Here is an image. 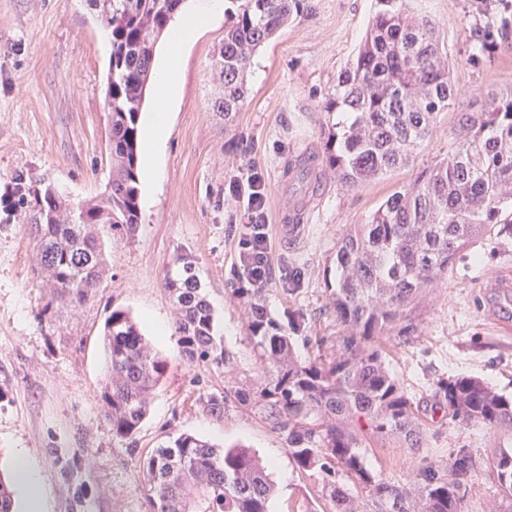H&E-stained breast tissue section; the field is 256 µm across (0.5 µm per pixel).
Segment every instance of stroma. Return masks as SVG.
Wrapping results in <instances>:
<instances>
[{
	"label": "stroma",
	"mask_w": 512,
	"mask_h": 512,
	"mask_svg": "<svg viewBox=\"0 0 512 512\" xmlns=\"http://www.w3.org/2000/svg\"><path fill=\"white\" fill-rule=\"evenodd\" d=\"M406 8L434 27L451 79L464 91L408 165L356 187L328 171L322 105L356 55L376 2L304 0L303 14L253 55L247 98L232 120L211 107L217 90L210 61L224 38L223 18L186 47L169 134L155 160L153 202L141 206L134 239L105 235L107 272L89 299L52 301L37 275L28 225L0 224V471L11 474L16 452H23L46 492L45 512H146L147 486L129 448L147 453L183 432L223 448H249L269 462L276 485L270 512H288L301 500L312 512H330L320 481L297 469L278 432L237 404L216 418L196 400L223 391L232 374L261 377L245 309L232 295L248 285L238 242L249 218L230 183L256 173L264 188L268 312L279 319L286 308L303 310L308 339L297 342L298 356L329 355L342 334L330 307L339 239L458 148L462 113L512 93V41L491 60L472 56L490 15L469 0H406ZM105 33L88 0H0V195L20 170L53 182L75 204L104 192ZM295 221L303 229L292 237L286 227ZM473 250L419 304L412 333L382 339L389 371L419 409L422 447L369 439L364 456L379 478L409 487L423 462L444 463L453 450L468 449L473 472L462 512H497L501 490L489 460L496 449L512 448V431L459 421L437 405L439 382L453 376L488 381L512 396V325L501 324L490 283L494 275L512 280V239L491 232ZM182 253L196 264L234 372L201 370L179 354L163 279ZM296 272L301 280L291 294L288 278ZM115 308L136 319L167 362L131 442L113 436L99 403L107 370L103 328Z\"/></svg>",
	"instance_id": "1"
}]
</instances>
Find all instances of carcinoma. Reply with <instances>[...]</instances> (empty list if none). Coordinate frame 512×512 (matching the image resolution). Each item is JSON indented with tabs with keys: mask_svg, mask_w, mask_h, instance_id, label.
Listing matches in <instances>:
<instances>
[{
	"mask_svg": "<svg viewBox=\"0 0 512 512\" xmlns=\"http://www.w3.org/2000/svg\"><path fill=\"white\" fill-rule=\"evenodd\" d=\"M184 0H89L112 39L106 108L112 175L100 198L73 204L61 191H39L21 170L0 196L3 223L21 220L35 241L37 265L51 295L85 300L106 272L99 227L132 239L139 228L140 111L151 89L156 47ZM224 43L210 69L221 93L213 110L228 117L247 95L251 55L303 11L302 0H228ZM499 16L482 32L475 57H489L498 38L512 34V0H480ZM378 11L352 62L339 75L323 110L346 115L331 125L327 164L354 187L406 165L438 114L463 94L452 82L434 28L407 14L404 0H377ZM463 140L411 185L391 194L363 224L340 240V276L331 308L342 328L340 352L301 360L296 341L306 315L273 318L262 289L236 288L245 308L255 364L264 380L237 377L224 391L197 400L224 416L228 402L258 414L281 434L302 472L321 476L322 497L333 512H361L337 480L346 476L367 490L377 512H461V489L472 456L459 448L446 464L424 463L412 487L386 482L368 470L365 437L422 447L417 409L385 365L379 338L413 327L420 300L448 275L457 257L499 228L512 236V94L493 96L477 117L460 119ZM179 272L165 276L176 305L174 334L182 357L199 369L228 365L214 334L215 318L201 292L193 260L178 257ZM108 375L99 401L112 435L132 439L153 399L166 361L125 310L104 325ZM443 407L465 422L512 429V398L467 376L439 386ZM148 486V512H270L274 484L267 467L246 448H218L181 433L139 457ZM502 492L500 512H512V448L492 458ZM0 512H15L11 479L0 477Z\"/></svg>",
	"mask_w": 512,
	"mask_h": 512,
	"instance_id": "obj_1",
	"label": "carcinoma"
}]
</instances>
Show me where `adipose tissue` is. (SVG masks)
Returning <instances> with one entry per match:
<instances>
[{
	"label": "adipose tissue",
	"instance_id": "1",
	"mask_svg": "<svg viewBox=\"0 0 512 512\" xmlns=\"http://www.w3.org/2000/svg\"><path fill=\"white\" fill-rule=\"evenodd\" d=\"M225 0H196L193 10L178 17L166 45V61L156 68L155 100L144 128L145 184L153 186L156 171L152 164L155 153L167 136L168 108L175 97L178 73L174 67L184 47L206 28L213 18L223 15Z\"/></svg>",
	"mask_w": 512,
	"mask_h": 512
}]
</instances>
